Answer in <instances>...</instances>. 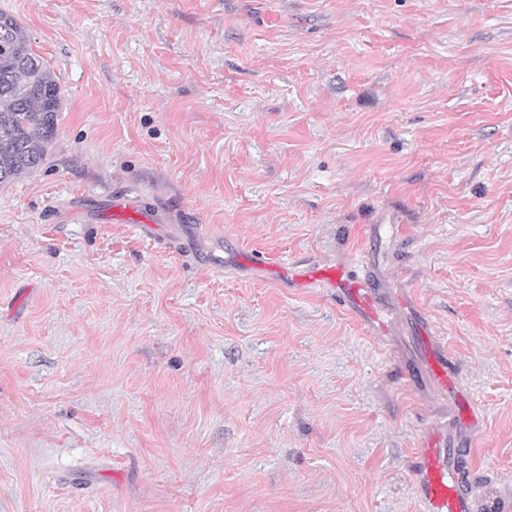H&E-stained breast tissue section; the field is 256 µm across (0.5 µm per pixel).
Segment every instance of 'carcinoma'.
Segmentation results:
<instances>
[{
  "instance_id": "1",
  "label": "carcinoma",
  "mask_w": 512,
  "mask_h": 512,
  "mask_svg": "<svg viewBox=\"0 0 512 512\" xmlns=\"http://www.w3.org/2000/svg\"><path fill=\"white\" fill-rule=\"evenodd\" d=\"M60 106L59 84L29 47L26 29L0 12V185L41 168Z\"/></svg>"
}]
</instances>
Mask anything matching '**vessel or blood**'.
<instances>
[{
	"label": "vessel or blood",
	"instance_id": "b4317fda",
	"mask_svg": "<svg viewBox=\"0 0 512 512\" xmlns=\"http://www.w3.org/2000/svg\"><path fill=\"white\" fill-rule=\"evenodd\" d=\"M318 276L336 290L338 302L371 333H381L384 325L370 283L353 277L343 264L320 269ZM427 373L448 393L454 392V376L444 349L426 338ZM466 451L455 435L429 436L414 457L418 477L416 491L425 512H471L469 472L461 459Z\"/></svg>",
	"mask_w": 512,
	"mask_h": 512
}]
</instances>
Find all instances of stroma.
Listing matches in <instances>:
<instances>
[{
    "label": "stroma",
    "mask_w": 512,
    "mask_h": 512,
    "mask_svg": "<svg viewBox=\"0 0 512 512\" xmlns=\"http://www.w3.org/2000/svg\"><path fill=\"white\" fill-rule=\"evenodd\" d=\"M0 10L61 95L0 186V512H421L437 426L512 506V0ZM339 262L382 338L288 281ZM424 345L427 352V373L436 383L453 398L456 404L454 376L448 367V356L432 336H425Z\"/></svg>",
    "instance_id": "obj_1"
}]
</instances>
